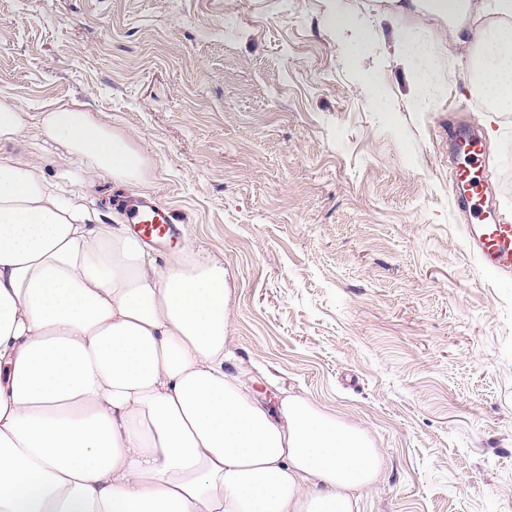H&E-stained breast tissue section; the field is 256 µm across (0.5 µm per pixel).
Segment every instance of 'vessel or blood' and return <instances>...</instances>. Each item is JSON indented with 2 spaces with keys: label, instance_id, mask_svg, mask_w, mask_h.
<instances>
[{
  "label": "vessel or blood",
  "instance_id": "obj_1",
  "mask_svg": "<svg viewBox=\"0 0 512 512\" xmlns=\"http://www.w3.org/2000/svg\"><path fill=\"white\" fill-rule=\"evenodd\" d=\"M448 141L463 161L451 177L450 202L455 211L470 216L462 230L479 267L504 281L512 280V224L500 221L487 200L488 182L483 138L468 125L456 121L448 127ZM134 233L147 245L173 243L176 224L171 213L153 200L141 199L126 214Z\"/></svg>",
  "mask_w": 512,
  "mask_h": 512
}]
</instances>
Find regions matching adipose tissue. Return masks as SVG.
<instances>
[{"mask_svg": "<svg viewBox=\"0 0 512 512\" xmlns=\"http://www.w3.org/2000/svg\"><path fill=\"white\" fill-rule=\"evenodd\" d=\"M494 108L512 104V0L463 27L472 0H427ZM62 160L140 182L129 139L66 105L41 112ZM223 263L166 266L94 224L26 151L0 157V512H358L385 458L365 429L299 396L262 406L224 372Z\"/></svg>", "mask_w": 512, "mask_h": 512, "instance_id": "ef3b65f1", "label": "adipose tissue"}]
</instances>
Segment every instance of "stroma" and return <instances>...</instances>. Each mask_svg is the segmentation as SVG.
<instances>
[{
	"mask_svg": "<svg viewBox=\"0 0 512 512\" xmlns=\"http://www.w3.org/2000/svg\"><path fill=\"white\" fill-rule=\"evenodd\" d=\"M357 24L339 35L333 10ZM373 84L381 101L365 90ZM0 94L90 112L143 183L61 167L119 224L142 197L223 261L225 371L367 430L386 462L359 512H512V281L484 274L451 208L448 115L487 141L512 220V111H491L448 20L401 0H0Z\"/></svg>",
	"mask_w": 512,
	"mask_h": 512,
	"instance_id": "stroma-1",
	"label": "stroma"
}]
</instances>
